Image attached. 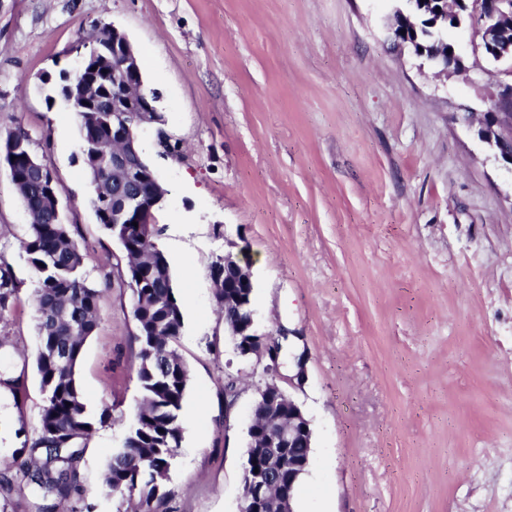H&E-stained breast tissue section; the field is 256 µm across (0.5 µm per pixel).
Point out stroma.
Wrapping results in <instances>:
<instances>
[{
	"mask_svg": "<svg viewBox=\"0 0 512 512\" xmlns=\"http://www.w3.org/2000/svg\"><path fill=\"white\" fill-rule=\"evenodd\" d=\"M404 0H0V136L23 128L51 169L89 282L110 280L77 377L113 406L79 467L84 504L119 512L103 470L142 400L122 247L102 229L79 121L55 92L99 25L125 32L158 91L140 143L166 191L155 212L190 369L171 512H238L247 427L266 377L238 357L208 267L244 238L255 327L281 346L278 383L313 428L293 512H512V168L478 134L507 65L469 27L442 73L393 35ZM171 150L163 152L159 137ZM29 216L0 167V260L19 291L0 317L24 376L0 415V469L36 435L44 395L18 350L36 345ZM307 380L294 387V358ZM240 379L224 407V374Z\"/></svg>",
	"mask_w": 512,
	"mask_h": 512,
	"instance_id": "obj_1",
	"label": "stroma"
}]
</instances>
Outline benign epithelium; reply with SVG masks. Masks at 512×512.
<instances>
[{
	"mask_svg": "<svg viewBox=\"0 0 512 512\" xmlns=\"http://www.w3.org/2000/svg\"><path fill=\"white\" fill-rule=\"evenodd\" d=\"M475 5V13L467 14L472 28L481 36V48L486 62L498 64L512 60V44L501 31V23L512 19V0H456L463 10L467 2ZM61 81L68 91L66 103L73 112L112 113V140L120 149L112 152V169L120 177L112 186V223L139 224L154 223L153 209L164 196L158 190L153 199H141L140 184L149 179L157 182L151 170L142 161L139 130L148 124L160 122L155 100L144 92L142 62L127 36L113 25H105L84 54L78 69L61 74ZM480 135L501 159L512 165V114L508 112H487L484 115ZM224 252V270L233 274L238 285L254 288L244 255L245 248ZM231 325L234 346L237 353L245 358L258 360L266 357L271 364L266 371L276 372L279 344L268 336L254 330L252 299L238 305V314L232 317ZM285 393L274 381H267L258 388L252 415L264 407L273 409L282 402ZM305 434H312L311 422L301 407L288 399V421L278 417H267L263 431L265 447L292 448ZM310 456L300 465L288 468V473L278 469H267L255 473L244 469L248 490L243 493L239 512H262L261 504L267 500L268 490L278 486L288 490V504H293L300 482V475L309 467Z\"/></svg>",
	"mask_w": 512,
	"mask_h": 512,
	"instance_id": "7a95c632",
	"label": "benign epithelium"
}]
</instances>
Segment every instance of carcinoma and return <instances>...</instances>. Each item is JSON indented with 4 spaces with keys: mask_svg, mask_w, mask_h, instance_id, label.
I'll use <instances>...</instances> for the list:
<instances>
[{
    "mask_svg": "<svg viewBox=\"0 0 512 512\" xmlns=\"http://www.w3.org/2000/svg\"><path fill=\"white\" fill-rule=\"evenodd\" d=\"M402 41L414 42L429 55L451 47L443 37V22L421 11L411 15ZM79 153L85 172L95 184L90 204L101 226L112 233V113L89 112L80 120ZM13 147L19 167L11 185L29 217L21 248L36 275V352L33 360L45 396L37 437L15 452L32 491L52 501L49 512L79 493L78 464L84 440L112 419L104 407L92 415L86 407L76 368L86 340L100 327L99 302L103 288L90 284L82 269L84 254L63 220L51 216L52 202L45 189L54 180L48 168L32 170L27 160L30 135L18 129L0 141ZM123 242L130 272L132 314L137 326L135 341L137 380L142 402L122 448L113 452L102 476V491L134 506L133 512H169L170 493L165 481L180 448L181 411L190 383V370L177 352L184 327L181 306L174 292L169 262L155 238L153 225L132 224ZM18 285L11 266L0 262V317L16 296ZM0 385L8 386L16 400L24 396L21 377L0 370Z\"/></svg>",
    "mask_w": 512,
    "mask_h": 512,
    "instance_id": "cac0c4a2",
    "label": "carcinoma"
}]
</instances>
